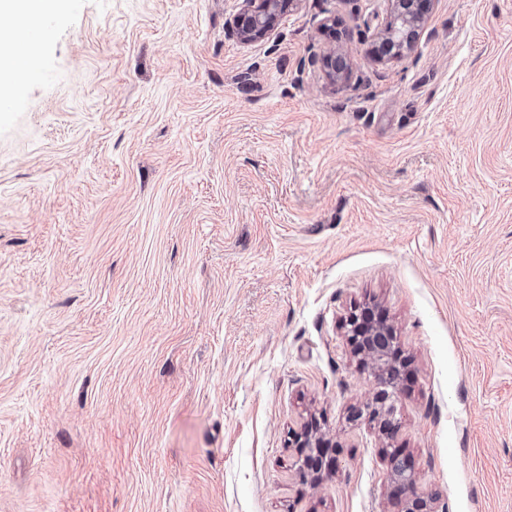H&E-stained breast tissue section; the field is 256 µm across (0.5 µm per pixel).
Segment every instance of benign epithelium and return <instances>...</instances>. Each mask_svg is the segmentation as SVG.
<instances>
[{
	"mask_svg": "<svg viewBox=\"0 0 512 512\" xmlns=\"http://www.w3.org/2000/svg\"><path fill=\"white\" fill-rule=\"evenodd\" d=\"M294 0H242L235 19L241 38L262 39L277 25L286 6ZM386 21L373 40V52L380 59H399L412 51L432 10L433 0H387ZM322 64L331 78L344 77L350 69L347 56L327 52ZM345 336L359 363L370 369L375 390L368 402L351 411L349 419H366L378 425L387 436L397 428V403L407 361L398 336L387 317L376 307L365 305L351 312L345 323ZM288 449L292 466L312 483L336 469V444L324 437L321 423L314 417L291 432ZM388 457V480L400 499V512H437V497L416 487L414 466L402 449L390 444L383 448Z\"/></svg>",
	"mask_w": 512,
	"mask_h": 512,
	"instance_id": "benign-epithelium-1",
	"label": "benign epithelium"
}]
</instances>
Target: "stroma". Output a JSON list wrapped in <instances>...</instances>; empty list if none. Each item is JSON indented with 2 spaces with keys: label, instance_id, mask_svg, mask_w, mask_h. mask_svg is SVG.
<instances>
[{
  "label": "stroma",
  "instance_id": "stroma-1",
  "mask_svg": "<svg viewBox=\"0 0 512 512\" xmlns=\"http://www.w3.org/2000/svg\"><path fill=\"white\" fill-rule=\"evenodd\" d=\"M66 0L0 110V512H399L342 321L409 359L396 446L512 512V0ZM343 50L347 77L322 56ZM336 442L291 470L308 416ZM239 14L235 19L241 38L262 39L277 25L286 6L294 0H242ZM386 21L373 40L379 59H399L412 51L432 10L433 0H387ZM288 449L292 453V466L300 474L304 473L313 485L336 469V443L325 439L321 423L315 417L291 432Z\"/></svg>",
  "mask_w": 512,
  "mask_h": 512
}]
</instances>
